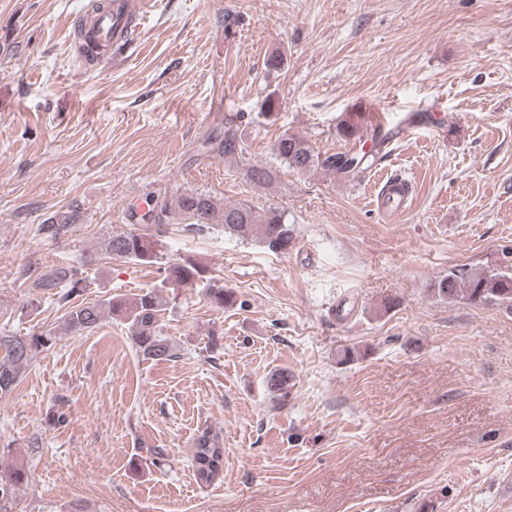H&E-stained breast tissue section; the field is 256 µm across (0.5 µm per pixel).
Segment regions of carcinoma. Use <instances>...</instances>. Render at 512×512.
<instances>
[{
	"mask_svg": "<svg viewBox=\"0 0 512 512\" xmlns=\"http://www.w3.org/2000/svg\"><path fill=\"white\" fill-rule=\"evenodd\" d=\"M238 116L230 115L224 130L212 133L206 140L210 151L224 157L233 168H240L249 181L268 185L274 172L264 165L243 162L235 126ZM336 134L352 143L345 151L317 152L307 140L285 133L275 145L277 160L297 172L322 171L342 180L357 182L362 174L389 152L396 133L384 130L382 123L373 122L367 112H346L336 125ZM154 222L190 221V226L203 230L220 225L230 236L251 237L274 253H286L292 248L293 229L284 214L273 207L257 208L248 203H224L205 192L182 191L163 199L151 214ZM78 221L75 212H58L41 224L40 231L48 238L65 237ZM105 251L112 258L141 264H154L159 259L158 242L146 234L114 232L104 241ZM204 277V270L193 262L174 263L164 268L163 278L152 288L138 293L114 294L97 303L71 304L87 287V281L73 267L45 269L35 276L32 287L41 290L62 288L58 300L67 312L56 327L25 336H0V398L12 393L26 376L36 356L56 344L60 334L81 336L98 328L106 319L125 325L136 351L154 362L170 361L177 357V346L163 334L160 314L164 310L165 289L171 285H193ZM432 291L440 298L461 297L474 304L498 306L512 312V269L476 268L467 272L448 271V275L433 284ZM208 297L219 309L237 305L233 291L216 284L208 288ZM270 387L279 403L290 394V377L285 372L270 377ZM192 467L195 481L210 487L224 479V443L208 424L197 430L193 442ZM29 480L23 467H10L0 473L1 504L13 500L16 491Z\"/></svg>",
	"mask_w": 512,
	"mask_h": 512,
	"instance_id": "obj_1",
	"label": "carcinoma"
}]
</instances>
